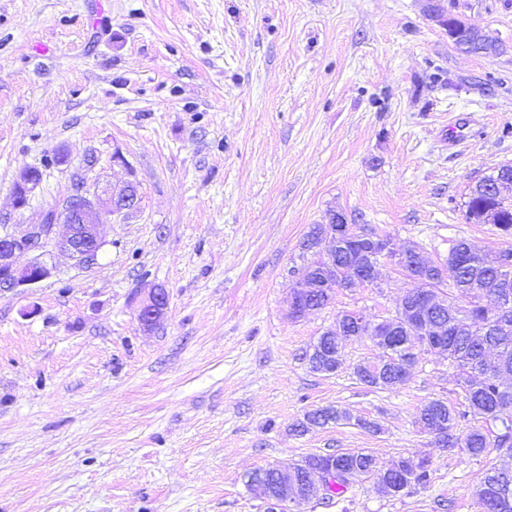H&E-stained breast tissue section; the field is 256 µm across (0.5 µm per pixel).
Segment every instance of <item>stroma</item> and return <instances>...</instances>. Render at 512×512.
Instances as JSON below:
<instances>
[{
    "label": "stroma",
    "instance_id": "stroma-1",
    "mask_svg": "<svg viewBox=\"0 0 512 512\" xmlns=\"http://www.w3.org/2000/svg\"><path fill=\"white\" fill-rule=\"evenodd\" d=\"M443 3L500 54L457 50L427 0H0V225L24 233L81 176L140 197L106 216L95 264L57 251L49 278L0 289V512H265L246 473L360 449L381 469L428 459L431 480L390 496L359 476L292 512H477L498 450L436 447L415 422L442 399L458 434L480 426L447 359L379 390L353 375L370 340L331 376L304 358L339 313L394 314L413 282L387 264L380 286L289 308L306 234L335 212L436 264L461 239L512 249L464 207L512 164V0ZM155 286L169 305L147 331ZM326 406L378 429L295 432ZM31 170L23 171L14 183L12 196L16 209H23L28 205L31 193L40 183ZM167 308L168 294L164 288H151L140 307L139 322L144 328L150 329L164 318Z\"/></svg>",
    "mask_w": 512,
    "mask_h": 512
}]
</instances>
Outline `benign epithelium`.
<instances>
[{
	"label": "benign epithelium",
	"instance_id": "obj_1",
	"mask_svg": "<svg viewBox=\"0 0 512 512\" xmlns=\"http://www.w3.org/2000/svg\"><path fill=\"white\" fill-rule=\"evenodd\" d=\"M429 15L441 27L448 30L452 22L445 10L442 0H429ZM31 170L23 171L14 183L12 190L14 207L23 209L28 205L29 197L39 185ZM139 205L137 185L125 184L117 192L92 191L84 182L76 183L73 192L54 213H45L38 224L28 225L23 234H16L7 224L0 225V288L13 289L19 286L37 284L51 274L46 262L50 248L56 247L65 252L79 266L96 263L103 247L100 236L101 214L118 215L134 211ZM64 224L68 227L67 235L55 238V227ZM363 240V246L357 251L348 252L349 267L344 276L336 275V249L345 247L341 241V232ZM414 247L409 246L403 252L392 251L389 239L373 232L358 231L347 222L346 217L336 213L325 225L324 241L314 250V260L301 272L291 292V314L300 318L312 311L301 305V297L314 288L323 289L329 296H334L339 288H347L350 282L361 286L377 282L378 269L385 261L399 268H404ZM29 255L26 265L19 267L16 258ZM404 276L416 282L418 288L407 294L395 313L379 322L368 319L363 312L356 311L353 319L358 331L363 336H380V327L387 326L391 333L407 323H412L413 334L438 338L444 335L445 325L429 317L434 310L444 306L442 296L433 286L434 280ZM168 308V294L162 288L150 289L142 302L138 319L141 325L150 329L165 316ZM280 477L279 492L269 495L260 486H255L253 494L266 506V512H288L290 505L300 500L318 499L328 494L329 481L336 477L350 478L348 472H336L335 468L321 472L307 471V479L299 478L300 472L288 465H276Z\"/></svg>",
	"mask_w": 512,
	"mask_h": 512
}]
</instances>
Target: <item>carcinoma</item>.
<instances>
[{
  "mask_svg": "<svg viewBox=\"0 0 512 512\" xmlns=\"http://www.w3.org/2000/svg\"><path fill=\"white\" fill-rule=\"evenodd\" d=\"M454 44L468 53L495 55L498 46H486L476 42L472 30L461 21L454 23ZM465 216L471 223H483L482 209L490 208L498 219L499 231L512 234V199L489 196L482 186L473 185L468 193ZM512 259V250H504L494 257L477 252L465 240L457 241L448 252V292L444 293L447 302L448 335L434 342H422L418 337L406 335L400 330L398 339L387 343L394 348L396 361L378 375L369 371L368 365L361 363L354 369L359 383L374 389L392 390L407 383L415 366L424 353H434L448 359L456 372V381L462 388L467 402L468 413L477 418L501 424V432L495 437L480 428L469 430L464 436L456 434L458 419L464 416L446 401L435 399L427 404V413L416 418L420 426L428 422H442L448 429V438L443 447L463 448L471 457H480L493 446L500 451V460L486 470L478 493V512H512V504L502 505L500 510H491L487 496L491 495L499 477L507 472L512 474V387H504L496 363L512 367V330L502 332L492 306V295L499 287L500 278H512V269L504 270L498 261ZM341 359L330 361L325 355L317 354L309 360V368L314 373L331 375L338 371ZM378 430L377 424L356 418L344 409L332 406L317 408L305 414L304 420L295 426V431L303 433L308 426H325L339 422L351 423ZM400 464L399 490L397 496L414 485H424L429 481V461L422 459L413 464L407 458L398 460ZM336 467L342 470H375L374 458L363 450L336 456Z\"/></svg>",
  "mask_w": 512,
  "mask_h": 512,
  "instance_id": "carcinoma-1",
  "label": "carcinoma"
}]
</instances>
